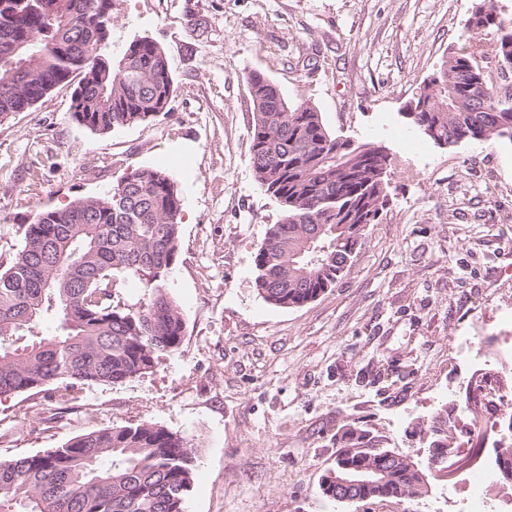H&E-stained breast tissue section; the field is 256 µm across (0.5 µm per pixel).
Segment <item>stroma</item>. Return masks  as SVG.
<instances>
[{
    "mask_svg": "<svg viewBox=\"0 0 512 512\" xmlns=\"http://www.w3.org/2000/svg\"><path fill=\"white\" fill-rule=\"evenodd\" d=\"M477 0H112L107 51L146 37L165 51V114L100 134L70 110L73 83L0 121V263L46 209L160 169L182 199L166 282L185 325L150 372L82 390L0 398V458L43 453L93 430L149 422L186 437L197 467L185 512H417L419 503L325 497L336 431L357 425L421 455L419 427L471 357L495 352L512 307V141L443 148L405 108L459 39ZM260 72L328 128L386 147L389 203L335 288L300 307L257 295L254 258L280 206L249 153Z\"/></svg>",
    "mask_w": 512,
    "mask_h": 512,
    "instance_id": "obj_1",
    "label": "stroma"
}]
</instances>
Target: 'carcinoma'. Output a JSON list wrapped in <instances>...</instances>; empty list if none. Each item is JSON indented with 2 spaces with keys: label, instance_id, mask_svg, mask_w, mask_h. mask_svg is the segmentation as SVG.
<instances>
[{
  "label": "carcinoma",
  "instance_id": "carcinoma-1",
  "mask_svg": "<svg viewBox=\"0 0 512 512\" xmlns=\"http://www.w3.org/2000/svg\"><path fill=\"white\" fill-rule=\"evenodd\" d=\"M111 0H0V120L30 109L56 85L78 77L74 119L106 134L150 121L174 92L165 51L132 41L106 53ZM493 33L482 40L481 35ZM449 53L408 107L412 124L438 146L512 141V90L487 79L481 63L512 71V19L481 0ZM253 103L250 161L282 217L255 256L257 294L283 308L333 287L367 225L388 203L385 148L327 128L308 104L294 105L259 72L247 78ZM181 198L159 169L144 168L112 191L42 211L24 226L23 246L0 268V397L51 387L48 398L75 403L92 384H118L178 353L184 321L166 292L181 246ZM144 288L119 301L126 282ZM46 317L55 334L37 331ZM440 406L426 425L428 447L457 445L463 428ZM341 457L364 463L365 448L390 479L370 489L418 501L426 471L403 456L387 459L383 436L349 426L336 432ZM196 451L181 435L141 422L73 437L42 454L0 459V512H184Z\"/></svg>",
  "mask_w": 512,
  "mask_h": 512
}]
</instances>
